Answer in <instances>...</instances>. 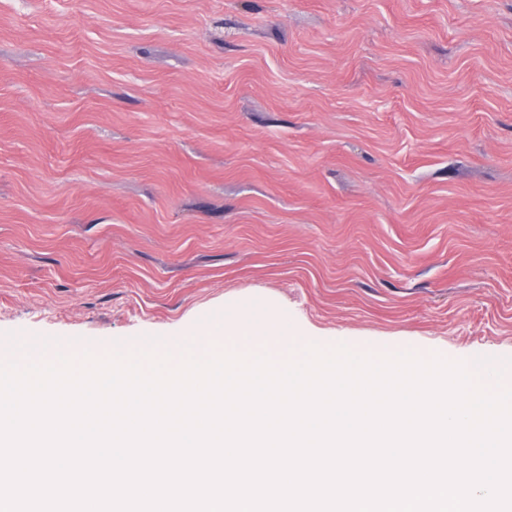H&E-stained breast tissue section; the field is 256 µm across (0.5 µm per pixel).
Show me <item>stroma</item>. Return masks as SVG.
<instances>
[{
	"mask_svg": "<svg viewBox=\"0 0 512 512\" xmlns=\"http://www.w3.org/2000/svg\"><path fill=\"white\" fill-rule=\"evenodd\" d=\"M252 303L512 359V0H0V362Z\"/></svg>",
	"mask_w": 512,
	"mask_h": 512,
	"instance_id": "35a3bbf8",
	"label": "stroma"
}]
</instances>
